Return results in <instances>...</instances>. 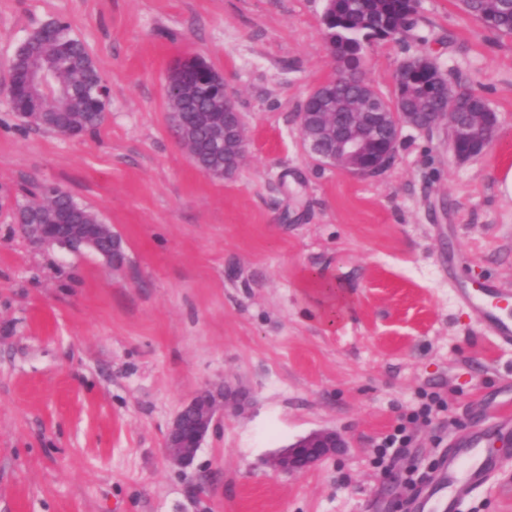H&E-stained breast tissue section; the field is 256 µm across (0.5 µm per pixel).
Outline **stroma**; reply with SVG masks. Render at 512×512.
Returning a JSON list of instances; mask_svg holds the SVG:
<instances>
[{
	"instance_id": "stroma-1",
	"label": "stroma",
	"mask_w": 512,
	"mask_h": 512,
	"mask_svg": "<svg viewBox=\"0 0 512 512\" xmlns=\"http://www.w3.org/2000/svg\"><path fill=\"white\" fill-rule=\"evenodd\" d=\"M325 0H0V512H412L449 441L479 412L512 411V346L448 286L512 293V37L458 0H420L415 27L363 49L385 98L405 59L432 55L498 114L481 157L447 132L404 129L393 163L354 178L304 149L297 115L336 62ZM62 21L112 86L107 119L64 138L21 123L10 64ZM195 55L244 116L236 174L200 172L169 131L167 77ZM61 185L123 242L94 253L28 245L26 189ZM228 383L227 412L187 469L162 448L177 411ZM389 468L380 439L429 399ZM324 429L344 455L287 475L268 461ZM463 512H512V443Z\"/></svg>"
}]
</instances>
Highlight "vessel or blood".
<instances>
[{"instance_id": "b4317fda", "label": "vessel or blood", "mask_w": 512, "mask_h": 512, "mask_svg": "<svg viewBox=\"0 0 512 512\" xmlns=\"http://www.w3.org/2000/svg\"><path fill=\"white\" fill-rule=\"evenodd\" d=\"M458 299L467 305L476 321L499 342L512 345V317L507 316L511 296L494 281L470 287H453ZM512 424V414L490 420L475 417L470 429L453 439L442 455L436 478L425 481L414 501L416 512H458L460 502L476 488L487 485L502 463L491 452L489 441Z\"/></svg>"}]
</instances>
